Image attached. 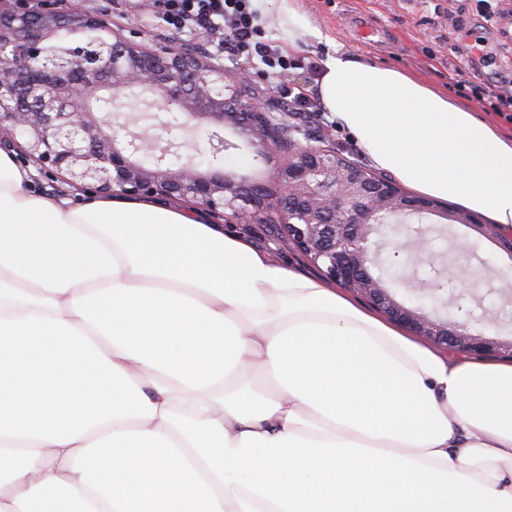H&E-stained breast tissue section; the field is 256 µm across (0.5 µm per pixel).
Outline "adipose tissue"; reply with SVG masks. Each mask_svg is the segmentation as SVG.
Instances as JSON below:
<instances>
[{"instance_id":"obj_1","label":"adipose tissue","mask_w":512,"mask_h":512,"mask_svg":"<svg viewBox=\"0 0 512 512\" xmlns=\"http://www.w3.org/2000/svg\"><path fill=\"white\" fill-rule=\"evenodd\" d=\"M324 67L376 167L512 237V133L406 71ZM30 184L0 152V512H512V364L193 212Z\"/></svg>"}]
</instances>
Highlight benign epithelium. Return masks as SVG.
Masks as SVG:
<instances>
[{
  "mask_svg": "<svg viewBox=\"0 0 512 512\" xmlns=\"http://www.w3.org/2000/svg\"><path fill=\"white\" fill-rule=\"evenodd\" d=\"M85 19L79 4L48 19L40 14L14 16L0 27V130L20 136L24 154L45 168L61 171L73 187L93 186L121 195L181 201L241 224L273 215L282 225L283 242L293 245L322 268L336 286L368 299L393 320L438 345L462 352H498L512 357V340L470 334L454 320L433 318L398 301L371 268L380 264L372 236L387 227L397 239L387 243L393 257L409 252L431 255L424 232L406 223L419 213H435L427 199L405 194L386 178L372 176L329 146H299L274 172L275 190L247 181L214 165L232 147L219 130L244 135L256 152L274 154L272 128L266 120L273 97L243 98L241 79L212 64L190 69L177 48L157 53L118 34L84 51L80 40L63 55L47 52L48 43L65 29L81 34ZM106 91L112 103L151 97L166 114L148 131H133L85 109L87 101ZM211 127L206 144L198 129ZM209 155L208 168L196 158ZM479 236L496 243L512 258V238L497 225L470 214H457ZM454 279L466 288L481 286L460 247Z\"/></svg>",
  "mask_w": 512,
  "mask_h": 512,
  "instance_id": "benign-epithelium-1",
  "label": "benign epithelium"
}]
</instances>
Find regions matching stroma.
I'll return each instance as SVG.
<instances>
[{"mask_svg":"<svg viewBox=\"0 0 512 512\" xmlns=\"http://www.w3.org/2000/svg\"><path fill=\"white\" fill-rule=\"evenodd\" d=\"M299 5L308 25L290 34L277 24L278 0L253 2L260 17L262 41L302 61V68L288 72L295 82L307 80L308 63L321 66L336 55L409 71L431 86L447 89L468 106L473 103L467 89L469 81H512V38L505 37L500 26L491 21L494 12H512V0H299ZM81 9L150 50L176 47L191 57L217 61L229 75L245 74V98L262 97L272 89L260 64L248 66L228 56L216 58L208 36L167 28L156 16L152 0H82ZM367 25L383 30V41L364 37ZM294 122L298 134L290 140L276 137L274 158L269 162L255 158L252 148L242 144L233 129H225L224 137L232 144L223 155L225 171L270 180L275 166L287 161L294 145L304 144L306 136L321 133L343 157L365 159L366 153L356 138L337 125L331 113L298 112ZM8 152L17 163L33 170V189L42 195L84 201L97 194L93 188H70L60 172L41 171L38 163L17 146H10ZM422 225L429 230V249L437 261L432 264L400 258L398 266L386 276L396 300L465 325H487L492 337L512 339V259L466 226L439 215H425ZM461 243L470 249V265L482 279V288L463 291L450 277L434 295L419 297L401 283L405 273L427 280L435 278L439 259H455Z\"/></svg>","mask_w":512,"mask_h":512,"instance_id":"35a3bbf8","label":"stroma"}]
</instances>
